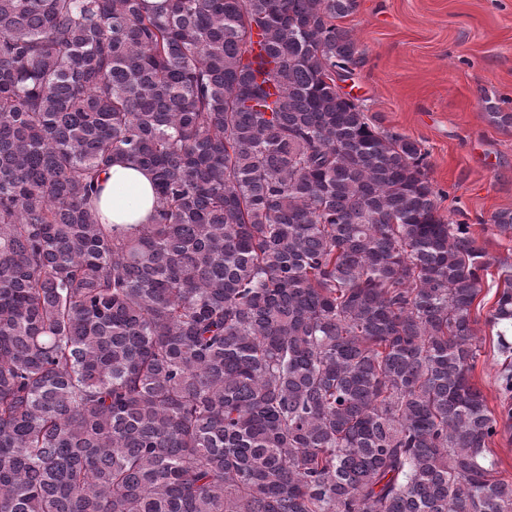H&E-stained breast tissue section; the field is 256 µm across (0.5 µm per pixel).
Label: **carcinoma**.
Wrapping results in <instances>:
<instances>
[{
  "label": "carcinoma",
  "instance_id": "obj_1",
  "mask_svg": "<svg viewBox=\"0 0 512 512\" xmlns=\"http://www.w3.org/2000/svg\"><path fill=\"white\" fill-rule=\"evenodd\" d=\"M353 6L0 0V512H512L486 253L337 84ZM99 203L103 224H149L154 191L151 174L128 162L112 163ZM495 459L498 460V478L512 481V429L503 436L495 438L491 445Z\"/></svg>",
  "mask_w": 512,
  "mask_h": 512
}]
</instances>
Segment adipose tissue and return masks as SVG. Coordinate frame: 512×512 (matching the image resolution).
Returning <instances> with one entry per match:
<instances>
[{"label": "adipose tissue", "mask_w": 512, "mask_h": 512, "mask_svg": "<svg viewBox=\"0 0 512 512\" xmlns=\"http://www.w3.org/2000/svg\"><path fill=\"white\" fill-rule=\"evenodd\" d=\"M153 202L150 173L127 162H114L101 193L100 220L105 224L150 223Z\"/></svg>", "instance_id": "ef3b65f1"}]
</instances>
